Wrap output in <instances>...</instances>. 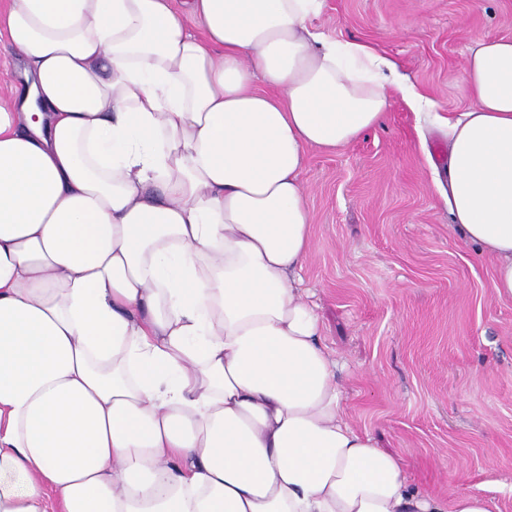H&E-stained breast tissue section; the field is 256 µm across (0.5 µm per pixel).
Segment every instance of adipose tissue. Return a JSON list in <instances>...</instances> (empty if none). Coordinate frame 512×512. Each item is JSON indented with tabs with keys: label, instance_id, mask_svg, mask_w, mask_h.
<instances>
[{
	"label": "adipose tissue",
	"instance_id": "1",
	"mask_svg": "<svg viewBox=\"0 0 512 512\" xmlns=\"http://www.w3.org/2000/svg\"><path fill=\"white\" fill-rule=\"evenodd\" d=\"M322 3L0 9V512H490L351 426L303 295L309 150L432 105ZM463 79L449 213L512 300V37Z\"/></svg>",
	"mask_w": 512,
	"mask_h": 512
}]
</instances>
